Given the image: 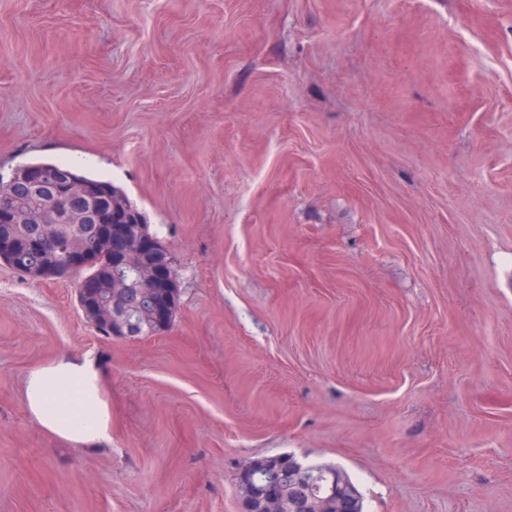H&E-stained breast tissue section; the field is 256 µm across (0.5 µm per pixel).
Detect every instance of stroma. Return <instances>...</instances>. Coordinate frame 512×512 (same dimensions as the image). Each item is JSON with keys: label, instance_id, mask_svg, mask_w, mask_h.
<instances>
[{"label": "stroma", "instance_id": "obj_1", "mask_svg": "<svg viewBox=\"0 0 512 512\" xmlns=\"http://www.w3.org/2000/svg\"><path fill=\"white\" fill-rule=\"evenodd\" d=\"M79 165L175 259L103 335L0 262V512H241L282 453L364 512H512V0H0V176ZM96 358L112 442L30 421Z\"/></svg>", "mask_w": 512, "mask_h": 512}]
</instances>
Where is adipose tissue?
<instances>
[{"label": "adipose tissue", "mask_w": 512, "mask_h": 512, "mask_svg": "<svg viewBox=\"0 0 512 512\" xmlns=\"http://www.w3.org/2000/svg\"><path fill=\"white\" fill-rule=\"evenodd\" d=\"M29 419L50 437L77 448L112 441V413L99 362L90 355L59 353L26 375Z\"/></svg>", "instance_id": "obj_1"}]
</instances>
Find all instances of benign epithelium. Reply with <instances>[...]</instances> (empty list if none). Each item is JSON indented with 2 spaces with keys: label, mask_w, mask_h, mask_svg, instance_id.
Instances as JSON below:
<instances>
[{
  "label": "benign epithelium",
  "mask_w": 512,
  "mask_h": 512,
  "mask_svg": "<svg viewBox=\"0 0 512 512\" xmlns=\"http://www.w3.org/2000/svg\"><path fill=\"white\" fill-rule=\"evenodd\" d=\"M23 183L30 195L49 197L44 210L30 211L16 203L14 187ZM94 190L85 181L66 169L41 172L28 180L26 175L10 178L0 186V223L37 224L40 237L53 245V250L41 255L40 262L54 258L60 249L62 236L59 224H141L142 211L114 201L106 213H98L92 204ZM104 250L114 254L117 273L115 292H99L90 276L79 282L78 294L83 299L96 300L94 315L108 336L135 340L141 335V325L134 314L145 308L159 320L167 316L166 296L176 287V273L168 249L158 240L138 235L116 242L100 233L88 237L76 249L67 248L70 268L82 271L89 267L94 256ZM263 478L257 477L255 460L247 462L239 472L238 485L246 489L241 497L242 512H330L326 509L336 502L337 509L360 512V497L345 474L338 469H318L308 466L292 454L265 459Z\"/></svg>",
  "instance_id": "1"
}]
</instances>
